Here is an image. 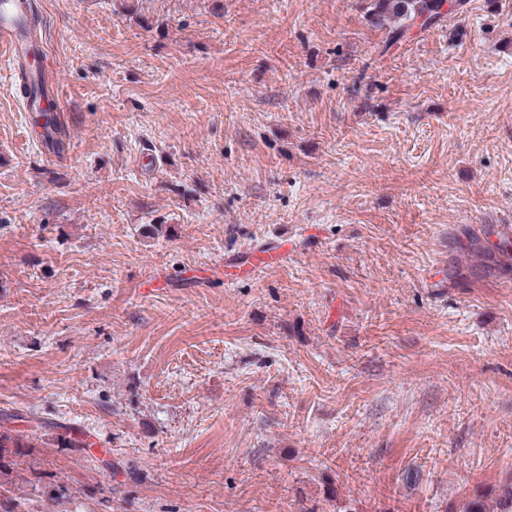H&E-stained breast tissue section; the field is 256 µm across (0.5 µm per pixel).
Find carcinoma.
Here are the masks:
<instances>
[{"mask_svg": "<svg viewBox=\"0 0 512 512\" xmlns=\"http://www.w3.org/2000/svg\"><path fill=\"white\" fill-rule=\"evenodd\" d=\"M369 20L377 25H390L389 42L401 40L414 27H429L443 20L442 0H370ZM34 123L45 133L51 134L56 141L67 135L64 124L56 113L40 109L34 116ZM53 445L68 448L87 446L83 434H73L70 426L62 427V433L48 440ZM29 447V435L21 430L0 431V478L16 469L13 449ZM463 512H512V478L488 487V489L470 499Z\"/></svg>", "mask_w": 512, "mask_h": 512, "instance_id": "cac0c4a2", "label": "carcinoma"}]
</instances>
